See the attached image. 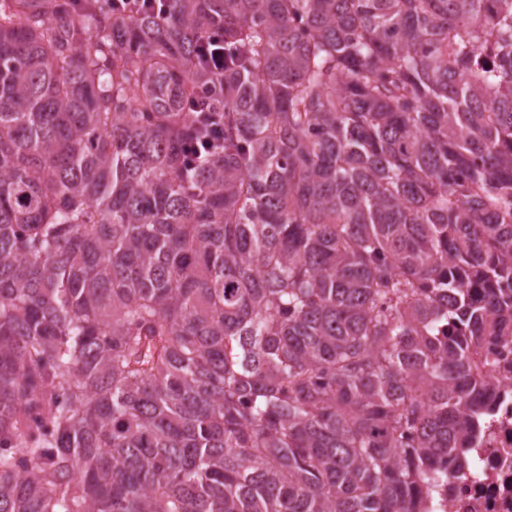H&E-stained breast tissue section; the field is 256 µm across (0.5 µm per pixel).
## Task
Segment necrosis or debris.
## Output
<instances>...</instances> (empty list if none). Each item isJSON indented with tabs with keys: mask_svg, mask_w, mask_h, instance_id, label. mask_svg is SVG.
<instances>
[{
	"mask_svg": "<svg viewBox=\"0 0 512 512\" xmlns=\"http://www.w3.org/2000/svg\"><path fill=\"white\" fill-rule=\"evenodd\" d=\"M490 326L501 342L491 368L496 391L492 411L468 451L464 477L453 474L451 457L441 463L449 468L448 506L444 512H512V325L491 315Z\"/></svg>",
	"mask_w": 512,
	"mask_h": 512,
	"instance_id": "obj_1",
	"label": "necrosis or debris"
}]
</instances>
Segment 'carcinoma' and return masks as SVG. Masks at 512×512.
<instances>
[{
	"mask_svg": "<svg viewBox=\"0 0 512 512\" xmlns=\"http://www.w3.org/2000/svg\"><path fill=\"white\" fill-rule=\"evenodd\" d=\"M493 305L512 0H0V512H427ZM202 60L208 68L224 75V43L218 32L203 41Z\"/></svg>",
	"mask_w": 512,
	"mask_h": 512,
	"instance_id": "1",
	"label": "carcinoma"
}]
</instances>
